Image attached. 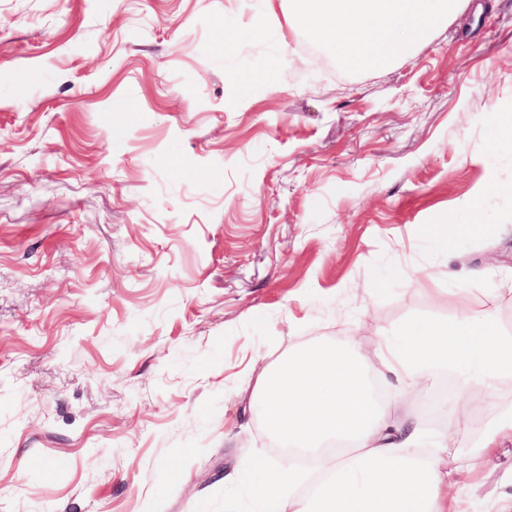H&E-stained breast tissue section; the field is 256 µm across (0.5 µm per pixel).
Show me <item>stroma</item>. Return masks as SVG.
Returning <instances> with one entry per match:
<instances>
[{
	"mask_svg": "<svg viewBox=\"0 0 512 512\" xmlns=\"http://www.w3.org/2000/svg\"><path fill=\"white\" fill-rule=\"evenodd\" d=\"M483 2L351 72L278 4L218 52L265 0H0V512H256L285 459L253 367L467 308L512 336V0ZM474 215L454 262L421 235ZM423 398L398 416L455 430L497 512L512 444ZM493 141L492 148L512 146V114L492 113Z\"/></svg>",
	"mask_w": 512,
	"mask_h": 512,
	"instance_id": "35a3bbf8",
	"label": "stroma"
}]
</instances>
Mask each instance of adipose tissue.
Masks as SVG:
<instances>
[{
  "mask_svg": "<svg viewBox=\"0 0 512 512\" xmlns=\"http://www.w3.org/2000/svg\"><path fill=\"white\" fill-rule=\"evenodd\" d=\"M468 0H285L288 27L331 42L346 70L386 68L459 17ZM438 373L455 378V396L487 410L476 442L493 454L512 442V410L495 400L498 381L512 378V336L493 310H461L452 319L409 322L397 333L312 346L258 371L256 411L289 462L255 467L263 512H458L470 487L450 469L453 439L426 435L405 420H387L397 392L423 390Z\"/></svg>",
  "mask_w": 512,
  "mask_h": 512,
  "instance_id": "1",
  "label": "adipose tissue"
}]
</instances>
